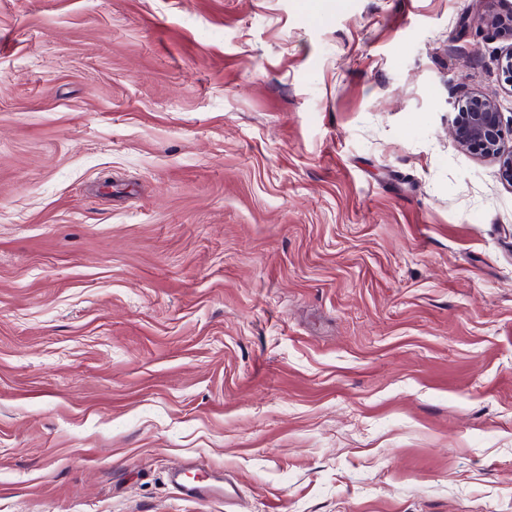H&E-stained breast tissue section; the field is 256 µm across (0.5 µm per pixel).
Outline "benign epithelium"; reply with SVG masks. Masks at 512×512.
Listing matches in <instances>:
<instances>
[{
    "label": "benign epithelium",
    "instance_id": "1",
    "mask_svg": "<svg viewBox=\"0 0 512 512\" xmlns=\"http://www.w3.org/2000/svg\"><path fill=\"white\" fill-rule=\"evenodd\" d=\"M484 24L499 37L512 42V11L484 15ZM465 111L457 113L452 135L458 147L482 159L498 164L501 178L512 184V128L503 127L497 99L475 94L463 104Z\"/></svg>",
    "mask_w": 512,
    "mask_h": 512
}]
</instances>
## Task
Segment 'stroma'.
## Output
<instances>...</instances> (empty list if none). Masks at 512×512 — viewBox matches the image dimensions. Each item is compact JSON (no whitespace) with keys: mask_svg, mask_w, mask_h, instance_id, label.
<instances>
[{"mask_svg":"<svg viewBox=\"0 0 512 512\" xmlns=\"http://www.w3.org/2000/svg\"><path fill=\"white\" fill-rule=\"evenodd\" d=\"M510 9L0 0V512H512ZM483 22L499 37L510 41L512 45V11L507 13L492 12L486 14L483 17ZM457 112L452 135L458 147L498 164L501 178L512 186V128L505 129L496 98L475 94Z\"/></svg>","mask_w":512,"mask_h":512,"instance_id":"1","label":"stroma"}]
</instances>
